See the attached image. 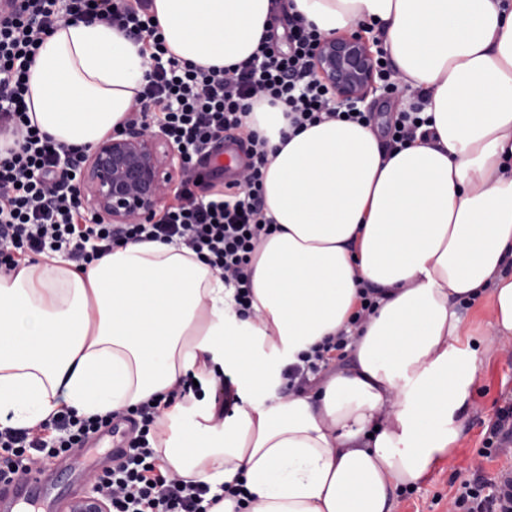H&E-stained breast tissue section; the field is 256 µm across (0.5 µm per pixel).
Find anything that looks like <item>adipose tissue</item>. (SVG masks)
<instances>
[{"label":"adipose tissue","mask_w":512,"mask_h":512,"mask_svg":"<svg viewBox=\"0 0 512 512\" xmlns=\"http://www.w3.org/2000/svg\"><path fill=\"white\" fill-rule=\"evenodd\" d=\"M330 36L372 23L430 125L385 151L376 125L327 120L291 132L284 105L255 103L267 141L264 214L249 315L185 245L131 242L86 272L48 258L0 277V415L34 428L60 410L102 416L187 376L237 375L231 418L184 398L150 436L166 470L209 484L208 512H393L456 440L480 370L456 301L486 298L485 346L512 342V0H285ZM168 49L228 68L256 52L271 0H153ZM148 62L105 22L65 24L30 68L28 116L88 147L132 112ZM379 306L347 320L361 286ZM347 331L350 360L317 388L271 397L265 359ZM242 485L246 506L223 494Z\"/></svg>","instance_id":"1"}]
</instances>
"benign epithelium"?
I'll return each mask as SVG.
<instances>
[{
  "mask_svg": "<svg viewBox=\"0 0 512 512\" xmlns=\"http://www.w3.org/2000/svg\"><path fill=\"white\" fill-rule=\"evenodd\" d=\"M314 64L318 75L345 102L363 100L376 89L375 55L360 31L325 37ZM181 160L163 135L135 122L99 141L79 162L78 190L84 207L110 224L152 218L166 198ZM70 512H109L97 497L74 501Z\"/></svg>",
  "mask_w": 512,
  "mask_h": 512,
  "instance_id": "obj_1",
  "label": "benign epithelium"
}]
</instances>
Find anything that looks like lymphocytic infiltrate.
<instances>
[{"label":"lymphocytic infiltrate","instance_id":"1","mask_svg":"<svg viewBox=\"0 0 512 512\" xmlns=\"http://www.w3.org/2000/svg\"><path fill=\"white\" fill-rule=\"evenodd\" d=\"M152 0H8L0 9V127L16 139L0 153V275L9 276L26 256L66 251L85 270L112 248L142 240L177 242L193 250L228 286L238 312L251 309L252 256L272 224L264 214L262 184L265 145L245 136L250 162L242 179L224 192H199V172L225 132L239 130L258 100L284 104L292 128L325 120L371 124L374 115L340 106L312 68L320 33L273 0V25L287 24L286 40L268 35L258 50L233 69L203 68L169 53L151 14ZM104 21L141 46L149 62L146 83L136 99V119L180 147L184 173L178 203L156 222H88L75 186L77 170L63 163L74 147L31 126L25 111L31 56L61 23ZM347 345L346 332L327 338L285 372L288 391L307 384ZM181 392L158 403L143 402L117 417L82 418L63 411L36 429H0V479L25 476L43 458L83 447L113 419L128 421L127 451L95 479L96 491L112 512H207V483L163 470L149 434ZM460 512H512V472L500 480L465 485L454 498Z\"/></svg>","mask_w":512,"mask_h":512}]
</instances>
